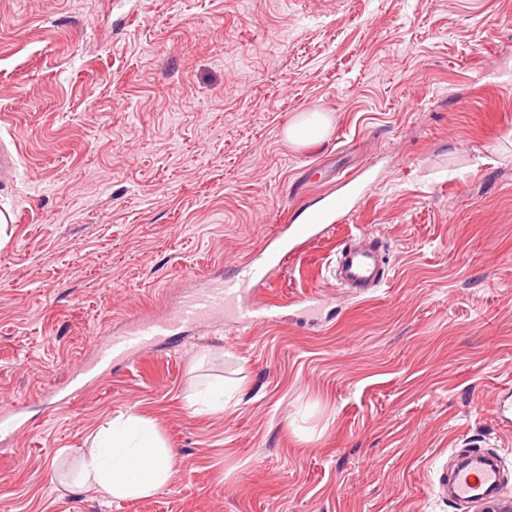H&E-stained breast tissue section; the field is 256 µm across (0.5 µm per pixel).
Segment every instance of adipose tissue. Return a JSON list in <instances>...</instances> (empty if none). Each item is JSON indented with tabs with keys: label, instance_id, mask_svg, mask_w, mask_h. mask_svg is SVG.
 Listing matches in <instances>:
<instances>
[{
	"label": "adipose tissue",
	"instance_id": "1",
	"mask_svg": "<svg viewBox=\"0 0 512 512\" xmlns=\"http://www.w3.org/2000/svg\"><path fill=\"white\" fill-rule=\"evenodd\" d=\"M75 486L106 500H135L156 494L173 476L172 451L153 423L125 413L90 435Z\"/></svg>",
	"mask_w": 512,
	"mask_h": 512
}]
</instances>
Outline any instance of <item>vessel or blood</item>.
Listing matches in <instances>:
<instances>
[{"mask_svg": "<svg viewBox=\"0 0 512 512\" xmlns=\"http://www.w3.org/2000/svg\"><path fill=\"white\" fill-rule=\"evenodd\" d=\"M351 202V193L337 194L326 208L310 212L305 223L284 225L259 255L237 262L231 274L207 275L203 287L183 292L171 309L134 317L120 330L106 331L103 339L94 342V359L77 378V387L101 383L113 367L127 365L142 351L160 348L176 332L215 320L251 326L273 319L266 288L303 244L319 240L331 224L350 213ZM381 250L378 235L366 228L342 244L336 252L339 286L359 290L380 287L386 278L376 258ZM502 487L497 461L475 452L462 455L453 470L439 477L437 485L439 494L458 503L463 512L486 502Z\"/></svg>", "mask_w": 512, "mask_h": 512, "instance_id": "1", "label": "vessel or blood"}]
</instances>
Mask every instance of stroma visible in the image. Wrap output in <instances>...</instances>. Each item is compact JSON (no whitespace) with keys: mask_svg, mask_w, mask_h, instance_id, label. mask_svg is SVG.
<instances>
[{"mask_svg":"<svg viewBox=\"0 0 512 512\" xmlns=\"http://www.w3.org/2000/svg\"><path fill=\"white\" fill-rule=\"evenodd\" d=\"M307 112L331 126L299 146ZM0 144V401L27 423L0 432V512H459L434 485L470 448L512 493V0H0ZM359 173L353 217L269 288L275 319L199 326L55 407L104 328ZM361 225L387 280L352 296L336 249ZM127 412L170 483L64 487ZM327 127L328 121L325 115L319 112L302 114L289 125L288 140L300 145L317 142L324 138Z\"/></svg>","mask_w":512,"mask_h":512,"instance_id":"obj_1","label":"stroma"}]
</instances>
